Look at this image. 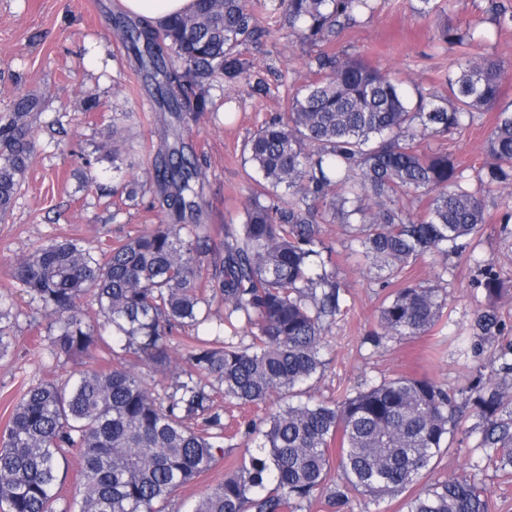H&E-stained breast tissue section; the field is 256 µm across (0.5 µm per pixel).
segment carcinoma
<instances>
[{
  "instance_id": "obj_1",
  "label": "carcinoma",
  "mask_w": 512,
  "mask_h": 512,
  "mask_svg": "<svg viewBox=\"0 0 512 512\" xmlns=\"http://www.w3.org/2000/svg\"><path fill=\"white\" fill-rule=\"evenodd\" d=\"M262 8L280 14L300 44L322 48L373 13L374 0H270ZM491 10L498 29H512V11L494 2ZM114 26L154 85L156 105L177 119L212 111L218 80L231 99L251 76L240 47L270 34L253 0H197L193 11L158 27L120 14ZM435 36L459 52L442 91L414 97L385 69L320 51L309 82L288 95L287 111L270 114L243 142L256 188L242 222L224 225L222 245L200 224H157L106 248L52 241L17 261L13 278L40 303L56 358L117 342L164 370L177 346L188 369L162 397L123 365L89 366L29 386L0 435V512H56L59 459L72 448L80 455L75 512H166L177 490L225 454L218 396L249 404L301 394L324 366V335L342 312L322 225H342L365 265L388 282L426 254L467 249L486 223L482 193L512 188V109H500L488 132L492 162L478 171L477 190L455 158L420 148L496 108L504 71L503 62L473 51L475 29L443 21ZM41 105L26 94L0 115L1 219L24 184ZM133 151L122 118L113 117L112 141L97 146L95 158L83 157L85 182L104 159L122 172ZM205 177L197 156L172 148L155 162L150 182L128 180L124 193L133 202L151 190V207L181 220L200 210ZM420 191L428 199L415 215L408 199ZM209 255L212 272L204 275ZM476 287L490 299L502 291L491 269ZM83 299L102 322L86 321ZM213 301L241 314L250 342L176 336L207 322ZM446 305L433 285L397 288L380 308L381 331L367 340L378 347L387 337L420 336L442 322ZM10 312L0 299V354L10 345L3 323ZM502 330L497 309L488 306L461 354ZM497 359L495 375L478 378L462 402L426 378L398 376L334 405L291 401L245 422L238 432L256 437V448L192 512H302L323 490L330 512H345L354 491L397 496L448 448L468 407L481 420L479 447L491 450L488 463L512 470V342ZM333 441L340 475L330 488ZM408 512H489L479 472L425 486Z\"/></svg>"
}]
</instances>
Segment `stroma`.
<instances>
[{
    "label": "stroma",
    "mask_w": 512,
    "mask_h": 512,
    "mask_svg": "<svg viewBox=\"0 0 512 512\" xmlns=\"http://www.w3.org/2000/svg\"><path fill=\"white\" fill-rule=\"evenodd\" d=\"M493 0H450L448 23L465 26L479 21L487 38L479 51L509 64L501 79V104L512 103V30H496L486 9ZM381 8L345 31L333 45L336 54L359 55L395 73L410 89L429 92L448 71L454 48L437 47L434 19L414 13L416 0H380ZM115 0H0V114L10 111L23 94L41 96L44 107L34 124L35 153L25 183L11 212L0 219V294L12 306L11 345L0 357V432L12 408L29 384L63 379L74 364L53 357L47 349L46 326L40 305L12 277L19 258L38 246L64 239L90 245L134 236L164 221L148 200L123 204L112 190L119 177L111 161L95 164L96 180L79 178L81 154L94 152L112 132V116L130 113L126 134L138 150L135 175L146 178L157 151L162 148L169 120L150 101L145 79L127 63L125 49L115 35ZM273 37L241 49L253 65L255 80L266 84L268 94L255 93L240 84L232 104L233 118L210 114L184 122L185 136L204 165L206 181L203 210L198 217L215 241L224 227L239 223L252 183L241 161V145L268 116L282 111L288 86H301L308 78L309 55L294 46L279 17H269ZM99 107L86 111L87 99ZM495 119L486 113L482 123L442 139L427 140L429 148L453 154L467 177H475L489 158L485 140ZM506 199L500 192L485 197L487 220L469 251L440 257L426 255L404 271L408 281L436 282L446 293L449 323L410 338H387L373 347L366 338L379 328L378 314L387 293L383 279L367 274L360 258L351 254L341 225L326 224L322 239L332 247L336 276L343 288V313L325 338L322 372L308 384L306 398L313 403H333L381 381L401 375L425 377L458 394L480 375H490L503 341L512 340V223L501 216ZM500 277L502 293L488 300L475 279L484 266ZM495 305L505 322L503 336L485 340L475 354L460 357L459 340L468 336L477 314ZM279 397L249 405L222 402L226 454L193 483L179 489L167 512H188L209 488L223 482L240 463L249 441L234 435L238 422L261 418L279 407ZM479 419L464 414L448 448L436 456L407 493L380 501L355 493L346 512H407L410 496L426 485L473 472L482 465L481 478L490 512H512V475L487 466L478 442Z\"/></svg>",
    "instance_id": "1"
}]
</instances>
